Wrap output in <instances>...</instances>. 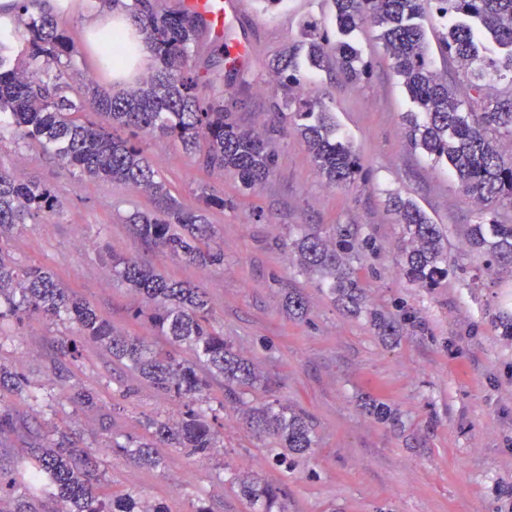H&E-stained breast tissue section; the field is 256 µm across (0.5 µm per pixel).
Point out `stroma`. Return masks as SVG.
I'll list each match as a JSON object with an SVG mask.
<instances>
[{
    "label": "stroma",
    "mask_w": 512,
    "mask_h": 512,
    "mask_svg": "<svg viewBox=\"0 0 512 512\" xmlns=\"http://www.w3.org/2000/svg\"><path fill=\"white\" fill-rule=\"evenodd\" d=\"M103 9L102 0H68L56 11L77 48L67 91L76 101L90 99L86 74L100 92L123 91L85 48L84 17ZM307 21L337 40L331 0H285L268 13L251 0L243 19L255 46L249 69L226 70L224 46L210 32L195 48L201 81L223 90L237 123L272 132L276 167L263 185L246 189L232 169L212 174L175 141H141L171 195L206 210L223 264L200 268L148 247L130 219L157 211L156 200L123 184L77 181L39 143L0 132V170L51 187L62 202L8 242L18 263L51 270L131 336L153 335L134 318L142 300L113 276V256L142 257L164 276L206 289L225 340L261 378L241 401L212 388L223 447L204 465L171 446L149 466L110 453L113 440L148 438L149 420L177 415L181 405L100 346L86 345L76 362L61 361L55 339L69 327L59 322L26 321L0 343V363L27 380L24 392L0 395V407L24 405L31 393L53 395L52 406L31 413L33 425L77 433L86 449L105 452L111 487L138 489L170 512H195L201 501L213 512H257L238 494L236 480L244 476L275 483L285 512H512V337L499 327L503 314L512 315V279L483 271L467 245L477 221L473 204L446 171L409 147L403 117L414 106L370 24L351 35L368 66L365 77L352 82L333 68L308 76L362 160L353 184L323 185L301 139L273 107L268 68L299 42ZM390 191L413 199L447 234L448 261L459 270L434 290L410 285L399 271L403 233L385 205ZM215 196L223 206L212 205ZM316 224H354L368 240L359 271L366 303L401 325L398 341H383L366 315L344 310L300 270L287 241L299 226ZM293 294L304 297L305 317L289 315ZM127 384L137 392L126 399ZM81 389L97 393L96 406L73 402ZM369 396L386 402L395 421L370 416L363 407ZM262 403L308 416L312 454L276 463L273 440L257 438L244 421L246 405Z\"/></svg>",
    "instance_id": "obj_1"
}]
</instances>
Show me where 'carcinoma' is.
Returning <instances> with one entry per match:
<instances>
[{
  "label": "carcinoma",
  "instance_id": "1",
  "mask_svg": "<svg viewBox=\"0 0 512 512\" xmlns=\"http://www.w3.org/2000/svg\"><path fill=\"white\" fill-rule=\"evenodd\" d=\"M123 10L138 25L152 48L155 66L138 86L118 97L92 93L91 108L98 120H81L84 105L73 102L66 90L62 59H72L75 45L61 32L56 16L41 8L42 0H14V16L28 36L20 40L0 30V130L9 127L22 139L40 142L53 152L64 170L81 181L110 180L131 186L160 203L155 213L140 212L132 219L134 233L147 245L199 267L224 262L205 215L172 199L155 165L145 156L139 138L158 134L198 156L210 170L238 172L245 187L255 189L274 172L268 150L273 130L245 129L224 111V96L202 90L193 69V52L203 26L183 11H170L158 0H102ZM434 5L451 20L438 39L443 55L458 64L468 98L458 96L435 67L425 32L416 22L426 6ZM336 23L346 36L364 23L381 29L380 39L417 111L404 117L410 146L448 168L459 191L479 205V221L470 225L469 243L485 257L487 270L512 278V224L498 221L492 207L512 205V155L504 157L499 139L512 140V79L491 95L489 90L512 76V0H333ZM307 60L315 68L333 59L351 81L361 79L367 65L348 41L330 42L305 25ZM270 71L283 91L278 108L289 109L294 130L323 183L338 188L356 181L359 155L339 131L323 103L303 91L307 81L298 52L292 49L273 59ZM132 137L124 138L117 129ZM387 204L402 224L406 245L400 272L420 288H436L448 277L447 236L413 201L388 194ZM61 206L51 191L38 183H21L0 172V242L22 226L36 224ZM298 265L327 293L355 314L366 308L365 290L353 262L359 243L351 225L329 229L304 226L288 244ZM114 276L145 301L135 317L144 318L166 339L159 349L144 336L117 332L87 300L62 286L55 275L34 265H21L0 248V335L4 327L41 319L75 325L77 334L57 339L58 354L71 361L88 343L99 345L125 363L154 388L176 400L189 399L177 419L155 420L152 441L112 442L111 451L140 463L155 461L156 448L172 445L188 457L207 459L218 447L211 418L214 408L203 392L214 381L238 399L258 381L254 364L224 341L213 322L207 293L190 282L172 281L143 261L112 257ZM377 334L388 339L401 327L378 312H369ZM185 347L205 369L182 358L173 347ZM25 377L0 364V390L21 391ZM367 409L376 418L393 419L390 406L371 397ZM247 423L261 438L272 436L290 454L303 455L314 447L308 417L287 407H250ZM0 449L18 442L30 448L20 466L0 470V512H169L161 502L149 504L133 488L109 487L100 457L80 448L72 434L48 437L35 433L28 411L0 408ZM239 490L250 500L262 499L266 512L281 506L280 488L242 478Z\"/></svg>",
  "mask_w": 512,
  "mask_h": 512
}]
</instances>
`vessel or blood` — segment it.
<instances>
[{"label": "vessel or blood", "instance_id": "obj_1", "mask_svg": "<svg viewBox=\"0 0 512 512\" xmlns=\"http://www.w3.org/2000/svg\"><path fill=\"white\" fill-rule=\"evenodd\" d=\"M184 6L223 41L228 66L239 70L250 66L254 45L242 33L244 0H184Z\"/></svg>", "mask_w": 512, "mask_h": 512}]
</instances>
